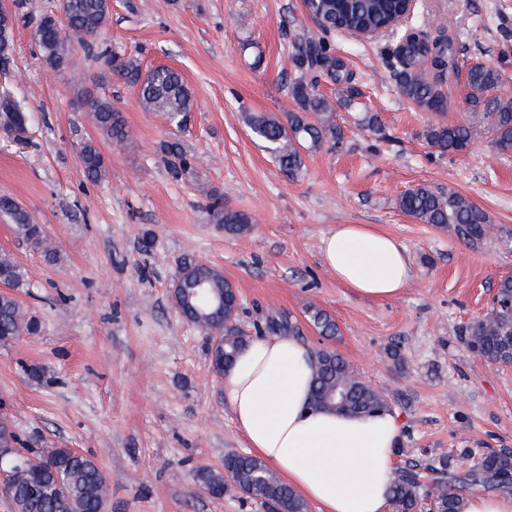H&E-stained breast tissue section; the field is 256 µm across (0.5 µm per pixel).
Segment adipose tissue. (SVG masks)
Wrapping results in <instances>:
<instances>
[{
  "instance_id": "ef3b65f1",
  "label": "adipose tissue",
  "mask_w": 512,
  "mask_h": 512,
  "mask_svg": "<svg viewBox=\"0 0 512 512\" xmlns=\"http://www.w3.org/2000/svg\"><path fill=\"white\" fill-rule=\"evenodd\" d=\"M322 255L337 281L364 297L395 299L411 279L406 248L368 224L337 225ZM312 355L291 336L252 340L222 377L224 403L249 448L321 512H387L400 418L313 408Z\"/></svg>"
}]
</instances>
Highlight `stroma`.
<instances>
[{"mask_svg": "<svg viewBox=\"0 0 512 512\" xmlns=\"http://www.w3.org/2000/svg\"><path fill=\"white\" fill-rule=\"evenodd\" d=\"M0 1L14 16L0 102L25 117L20 132L0 123V193L25 207L56 249L47 260L0 216V252L25 271L16 295L40 323L38 335L0 348V400L23 443L94 456L108 480L107 512H262L246 496L212 498L194 484L196 467L222 468L248 448L212 372L210 336L172 301L182 264L193 260L236 285L246 338L268 317H288L299 340L336 350L394 398L397 468L462 448L512 450V365L489 364L459 340L512 275V245L492 236L472 246L398 207L414 185L449 188L512 230V153L480 134L467 152L438 157L422 139L427 124L465 119L462 84L448 86L447 111L417 110L385 62L394 36L335 35L330 45L361 96L344 107L337 85L319 83L343 136L305 153L292 179L242 116L295 111L288 55L317 32L304 0H111L95 51L71 41L58 70L33 40L58 0ZM414 20L431 36L454 29L460 64L501 67L512 91V0H417ZM115 54L145 73L183 74L194 94L185 127L142 110L137 89L108 65ZM81 86L112 100L129 131L124 144L100 137L79 104ZM89 139L107 162L97 182L79 158ZM166 141L196 157L189 174H170L159 152ZM217 198L252 217L250 234H225L212 221ZM339 224L374 225L407 248L412 275L400 297L359 296L326 269L321 240ZM147 235L154 245L144 252ZM314 307L334 318L337 336L315 330ZM30 364L45 368L43 382L28 379Z\"/></svg>", "mask_w": 512, "mask_h": 512, "instance_id": "1", "label": "stroma"}]
</instances>
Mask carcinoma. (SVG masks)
I'll return each instance as SVG.
<instances>
[{
  "label": "carcinoma",
  "instance_id": "1",
  "mask_svg": "<svg viewBox=\"0 0 512 512\" xmlns=\"http://www.w3.org/2000/svg\"><path fill=\"white\" fill-rule=\"evenodd\" d=\"M69 27L59 33L42 20L34 38L45 64L58 69L67 62L69 35L80 39L94 51L95 39L105 28L110 0H70ZM307 8L318 27V34L294 46L291 61L295 76L288 93L297 111L284 117L246 112L244 121L254 137L274 157L281 169L296 178L304 167L306 152L334 144L341 138L335 108L317 91L320 78L343 86L342 93L352 99L353 72L346 60L331 51L329 37L345 31L375 30L391 27L405 19L409 5L405 0H308ZM458 44L451 34L434 38L422 31L403 33L392 51L393 77L400 95L423 112H443L448 108L445 87L457 80ZM112 72L126 83L138 87V100L147 111L162 112L180 128L192 111L194 99L183 75L170 67H158L142 74L132 60L112 56ZM464 83V102L469 116L460 123H431L422 137L438 155L465 152L478 133L490 137L497 152H512V93L501 91L502 70L476 63L468 67ZM81 107L88 112L100 135L114 142L127 138V131L112 101L79 91ZM164 160L173 177L180 178L193 169L178 143L161 146ZM80 159L89 180L99 181L106 171L103 154L94 140L82 143ZM399 208L421 224L448 228L467 244H478L495 231L489 215L469 198L455 192L419 184L398 199ZM214 223L224 231L246 235L252 217L224 207L215 200L210 206ZM0 214L9 218L19 238L31 249L52 259L56 256L44 227L34 222L29 212L15 199L0 194ZM23 285L20 265L8 254H0V347H8L22 336L40 331L38 319L27 314L11 290ZM173 298L181 316L213 336L209 350L210 365L220 376L230 366L237 350L246 342L236 316L239 295L224 273L203 262L189 261L180 269L173 285ZM310 321L325 337L336 334L337 327L323 310L310 312ZM460 339L476 357L492 364L512 365V277L499 280L490 310L460 331ZM314 375L312 404L342 412L373 414L391 410V400L360 378L349 362L335 350L323 347L312 363ZM0 425V463L10 468L34 461L39 474L36 489L29 480L5 486L2 493L12 494V512H106V478L96 459L75 453L67 447L18 448L16 432H6ZM461 458L472 460L466 469L452 465L442 455L425 463L411 465L398 474L390 504L394 512H419L429 503L433 512H465V491L484 487L512 496V452L475 453L465 448ZM194 479L198 486L218 493L238 491L261 498L270 512H309V505L261 459L232 454L224 458V470L207 466L198 468Z\"/></svg>",
  "mask_w": 512,
  "mask_h": 512
}]
</instances>
